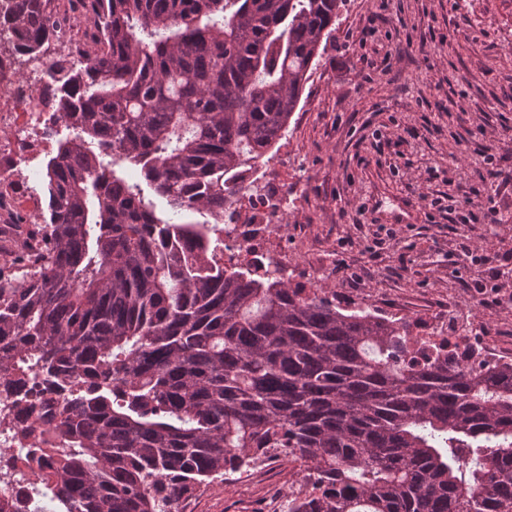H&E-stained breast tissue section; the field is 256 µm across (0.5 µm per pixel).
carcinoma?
<instances>
[{
	"instance_id": "1",
	"label": "carcinoma",
	"mask_w": 512,
	"mask_h": 512,
	"mask_svg": "<svg viewBox=\"0 0 512 512\" xmlns=\"http://www.w3.org/2000/svg\"><path fill=\"white\" fill-rule=\"evenodd\" d=\"M54 2L0 7L14 51L67 37ZM74 2L98 46L51 60L75 135L46 165L27 268L0 267V390L49 434L35 495L54 512H177L282 455L306 486L288 512H512V360L423 354L404 317L218 257L224 200L285 135L345 0Z\"/></svg>"
}]
</instances>
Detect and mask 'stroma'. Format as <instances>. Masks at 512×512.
<instances>
[{
	"instance_id": "obj_1",
	"label": "stroma",
	"mask_w": 512,
	"mask_h": 512,
	"mask_svg": "<svg viewBox=\"0 0 512 512\" xmlns=\"http://www.w3.org/2000/svg\"><path fill=\"white\" fill-rule=\"evenodd\" d=\"M512 0H347L306 84L287 135L274 148L290 197L282 256L294 282L327 289L347 309L396 308L447 323L470 301L481 267L460 262L462 236L512 254ZM56 143L0 131V158L23 155L11 189L21 210L47 214L45 193L22 189L45 171ZM494 155L486 166L485 155ZM433 168L427 182L411 174ZM499 177H490V169ZM495 196H488V189ZM494 198L500 221L463 226L443 207ZM364 279L352 286L348 275ZM500 304L478 309L484 344L512 348V270ZM280 461L227 475L181 500L179 512H275L301 483Z\"/></svg>"
}]
</instances>
